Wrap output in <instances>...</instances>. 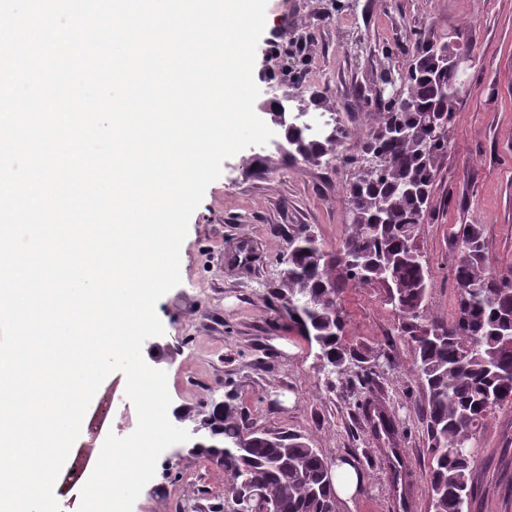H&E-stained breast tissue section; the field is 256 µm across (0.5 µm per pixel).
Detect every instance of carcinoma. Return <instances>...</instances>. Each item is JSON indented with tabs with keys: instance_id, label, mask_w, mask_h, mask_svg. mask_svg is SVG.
Listing matches in <instances>:
<instances>
[{
	"instance_id": "1",
	"label": "carcinoma",
	"mask_w": 512,
	"mask_h": 512,
	"mask_svg": "<svg viewBox=\"0 0 512 512\" xmlns=\"http://www.w3.org/2000/svg\"><path fill=\"white\" fill-rule=\"evenodd\" d=\"M402 96L378 108L376 125L362 132L363 154L349 161L356 176L348 189L350 224L339 246L327 249L306 224L288 234L277 260L276 311L318 349L330 372L343 378L363 358L342 342L347 282L377 284L397 315V333L413 346V370L426 394L432 439L429 496L433 512H465L474 487L473 440L495 409L512 402V273H497L479 224L459 232L455 273L457 305L445 322L428 314L429 267L417 237L431 210L448 125L463 82L450 65L448 42L419 36L398 66ZM290 158L318 163L335 152L343 132H311L278 123ZM200 454L230 474L224 500L208 512H234L237 495L262 512H339L334 458L304 438L281 430L257 432L228 405L211 411Z\"/></svg>"
}]
</instances>
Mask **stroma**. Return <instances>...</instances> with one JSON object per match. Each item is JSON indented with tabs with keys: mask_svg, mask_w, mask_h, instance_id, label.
<instances>
[{
	"mask_svg": "<svg viewBox=\"0 0 512 512\" xmlns=\"http://www.w3.org/2000/svg\"><path fill=\"white\" fill-rule=\"evenodd\" d=\"M266 31L287 30L296 46L282 88L325 92L344 130L335 154L320 164L285 163L272 147L228 158L193 213L180 259L181 282L163 295L156 313L168 355L171 412L227 403L249 426L303 435L328 456L351 463L360 479L340 512H431L432 442L424 390L411 371L413 347L396 332L397 317L377 285H345L341 295L348 346L363 357L383 352L397 368L346 378L328 374L316 351L278 317L269 292L290 231L310 225L336 248L350 221L347 185L373 123V89L381 69L401 64L420 32L471 46L477 62L448 128L442 160L417 245L432 287L428 307L451 319L457 301L458 235L478 224L496 270L512 268V0H268ZM112 406V431L137 425L125 377L109 375L94 396ZM393 413L395 438L375 434L374 408ZM399 449L407 485L397 490L388 448ZM475 489L467 512H512V404L494 411L477 433ZM230 477L180 445L166 449L133 512H187L199 497L220 498Z\"/></svg>",
	"mask_w": 512,
	"mask_h": 512,
	"instance_id": "stroma-1",
	"label": "stroma"
}]
</instances>
